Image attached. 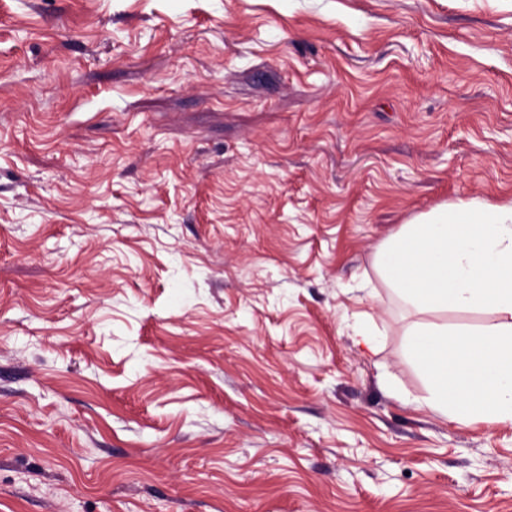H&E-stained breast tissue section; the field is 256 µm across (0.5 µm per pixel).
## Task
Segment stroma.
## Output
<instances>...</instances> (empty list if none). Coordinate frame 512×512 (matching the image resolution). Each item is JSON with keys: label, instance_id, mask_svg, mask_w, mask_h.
Listing matches in <instances>:
<instances>
[{"label": "stroma", "instance_id": "1", "mask_svg": "<svg viewBox=\"0 0 512 512\" xmlns=\"http://www.w3.org/2000/svg\"><path fill=\"white\" fill-rule=\"evenodd\" d=\"M474 198L512 0H0V512H512L374 265Z\"/></svg>", "mask_w": 512, "mask_h": 512}]
</instances>
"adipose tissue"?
I'll return each mask as SVG.
<instances>
[{
    "instance_id": "adipose-tissue-1",
    "label": "adipose tissue",
    "mask_w": 512,
    "mask_h": 512,
    "mask_svg": "<svg viewBox=\"0 0 512 512\" xmlns=\"http://www.w3.org/2000/svg\"><path fill=\"white\" fill-rule=\"evenodd\" d=\"M378 262L421 317L406 334L425 374L423 405L454 420L512 424V202L461 200L415 216ZM450 309L490 319L455 330L431 321Z\"/></svg>"
}]
</instances>
